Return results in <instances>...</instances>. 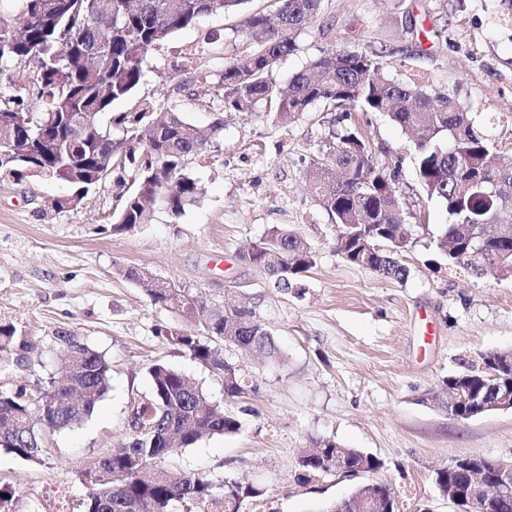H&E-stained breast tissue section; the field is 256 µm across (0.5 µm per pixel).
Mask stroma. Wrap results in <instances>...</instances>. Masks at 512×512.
Listing matches in <instances>:
<instances>
[{
	"label": "stroma",
	"instance_id": "1",
	"mask_svg": "<svg viewBox=\"0 0 512 512\" xmlns=\"http://www.w3.org/2000/svg\"><path fill=\"white\" fill-rule=\"evenodd\" d=\"M243 21L240 13H213L160 45L138 91L99 116L105 124L147 100L155 111L182 113L211 131L204 153L186 164L204 194L179 218L160 209L151 223L117 231L115 178L90 190L78 209L58 211L52 202L69 193L68 185L0 174V319L21 339L0 367V388L31 389L51 377L59 330L75 333L112 365L111 387L93 415L48 437L47 464L0 449V485L11 488L18 512H69V502L83 497L88 462L124 441L127 403L147 388L156 361L241 419L239 432L202 438L171 462L262 486L263 496L242 512H323L349 495L353 481L338 475L306 485L295 479L301 449L322 437L379 459L374 477L392 486L397 512H455L433 478L457 456L512 459V410L457 420L441 402L449 375L486 352L512 350V279H476L449 267L436 248L448 216L418 181L414 144L372 112L352 119L396 175L410 274L389 281L347 263L309 187L312 162L341 122L319 105L291 123L262 106H224V62L253 44ZM215 33L220 42H211ZM334 47L381 51L392 76L455 86L474 111L512 113V26L501 21L496 0H326L297 50L274 70L275 82L287 84ZM188 53L197 68L184 89L172 92L168 74ZM275 225L297 231L317 254L316 266L285 294L239 258ZM129 267L186 286L209 307L222 306L228 294L255 302L283 360L226 349L258 387L225 400L218 375L157 337V325L175 318L122 277Z\"/></svg>",
	"mask_w": 512,
	"mask_h": 512
}]
</instances>
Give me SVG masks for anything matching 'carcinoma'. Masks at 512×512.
<instances>
[{"label":"carcinoma","mask_w":512,"mask_h":512,"mask_svg":"<svg viewBox=\"0 0 512 512\" xmlns=\"http://www.w3.org/2000/svg\"><path fill=\"white\" fill-rule=\"evenodd\" d=\"M24 41L0 43V65L32 60L38 90L32 107L0 101V173L22 170L65 182L88 192L105 175L134 190L121 192L113 213L117 230L149 224L158 207L174 218L201 197L198 180L187 171L189 157L204 152L200 130L177 112L152 111L145 103L135 114L111 117L122 131L112 135L98 116L114 102L133 95L144 78L152 50L217 11L234 14L251 0H107L112 26L104 28L88 0H18ZM325 0H272L245 14L244 25L256 45L224 62L220 74L224 107L249 112L261 103L283 122H291L314 104L328 112H376L416 137L420 183L448 214L437 239L438 250L456 266L481 279L512 278V163L492 164L500 143L498 119L461 107L453 90L429 81L402 80L387 73L375 49H332L312 60L283 89L271 79L280 61L297 50L298 36L323 11ZM194 60L168 75L179 91ZM313 189L331 222L339 228L336 250L351 265L382 278L403 281L409 275L401 256L409 245L405 213L395 176L373 155L362 130L351 123L330 137L315 163ZM240 259L286 291L316 265V253L287 227H270ZM123 277L141 285L153 305L174 313L178 326L160 325L156 336L180 347L224 380L225 399L257 388L252 375L228 360L226 347L250 348L261 356L279 351L253 307L224 301L223 314L202 315L203 303L179 285L160 288L145 268L130 267ZM17 328L0 322V361L15 344ZM63 355L57 373L33 390L0 389V447L16 457L43 464L44 437L85 422L107 393L112 365L104 355L70 331L55 334ZM484 369L469 367L448 376V391H467L496 399L512 393V354L492 351L481 357ZM149 386L131 398L125 442L106 449L85 472L90 488L74 512H241L244 501L262 490L228 473L221 477L181 471L164 462L176 450L206 436L238 432V416L224 412L203 390L165 363L148 369ZM317 452L298 457L297 480L324 475L346 457L348 474L381 462L332 438L314 442ZM463 486L468 469L436 471L435 485Z\"/></svg>","instance_id":"carcinoma-1"}]
</instances>
